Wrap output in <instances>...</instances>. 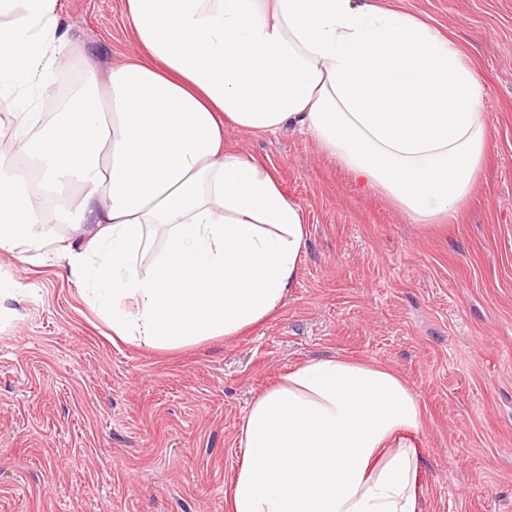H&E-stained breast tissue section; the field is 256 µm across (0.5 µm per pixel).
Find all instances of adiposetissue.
<instances>
[{"label":"adipose tissue","instance_id":"adipose-tissue-1","mask_svg":"<svg viewBox=\"0 0 512 512\" xmlns=\"http://www.w3.org/2000/svg\"><path fill=\"white\" fill-rule=\"evenodd\" d=\"M58 0H0V252L114 282L112 333L154 348L236 335L281 307L307 226L226 129H304L426 223L473 192L491 134L453 37L374 0H124L136 53L52 119ZM149 268H142L143 257ZM424 406L389 367L308 360L257 395L230 512H419Z\"/></svg>","mask_w":512,"mask_h":512}]
</instances>
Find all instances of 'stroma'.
Returning <instances> with one entry per match:
<instances>
[{
    "label": "stroma",
    "mask_w": 512,
    "mask_h": 512,
    "mask_svg": "<svg viewBox=\"0 0 512 512\" xmlns=\"http://www.w3.org/2000/svg\"><path fill=\"white\" fill-rule=\"evenodd\" d=\"M452 32L478 65L492 147L469 200L420 224L295 129L228 131L307 223L285 303L178 349L112 339L64 262L0 254V512H228L253 398L312 358L400 373L424 405L420 512H512V0H376ZM70 84L133 51L122 0H58Z\"/></svg>",
    "instance_id": "obj_1"
}]
</instances>
